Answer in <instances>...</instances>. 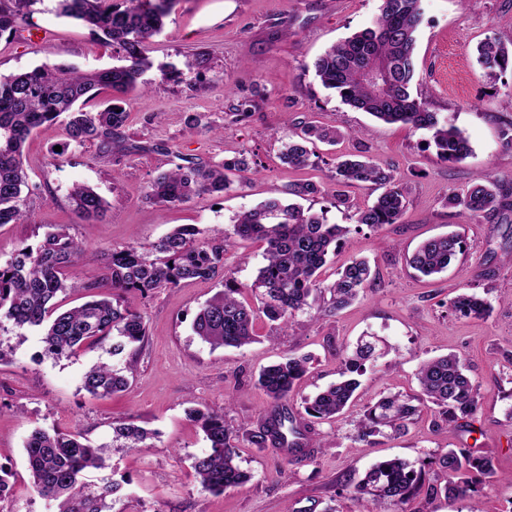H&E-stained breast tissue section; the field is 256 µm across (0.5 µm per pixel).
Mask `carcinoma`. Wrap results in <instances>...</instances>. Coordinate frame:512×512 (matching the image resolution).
Masks as SVG:
<instances>
[{
    "label": "carcinoma",
    "mask_w": 512,
    "mask_h": 512,
    "mask_svg": "<svg viewBox=\"0 0 512 512\" xmlns=\"http://www.w3.org/2000/svg\"><path fill=\"white\" fill-rule=\"evenodd\" d=\"M40 2L0 0V36L13 34ZM174 4L175 0H58L59 15L84 22L94 35L111 43L123 65L80 72L43 64L0 76V225L27 222L22 157L34 130L65 114L72 142H95L107 154L121 143V130L129 113L114 102L102 108L90 102L101 89L125 94L137 87L141 76L153 66L145 44L161 32ZM423 15V0H380L379 14L370 26L332 45L315 61V76L356 110L385 123L432 131L439 155L460 160L471 152L468 138L450 119L440 118L424 98L413 93L416 33ZM476 53L479 65L493 78L512 72V42L488 37L478 44ZM370 62L386 66L388 74L383 84L362 79L361 71ZM341 137L343 133L337 128L307 125L283 143L281 159L294 168L311 167L315 165V153L308 143L314 139L334 143ZM254 164L251 156L242 153L224 160L219 167L179 165L157 175L146 197L165 204L204 193L221 194L231 188L232 177L250 171ZM333 171L338 186L336 200L353 211L356 230L363 225L375 230L399 223L406 206V190L392 168L357 155L333 159ZM361 183L382 189L365 208L356 206L343 191ZM285 193L308 200L324 195L325 190L317 182L303 181L288 185ZM71 199L75 214L83 221L98 217L107 208L101 196L84 186L74 188ZM445 205L459 207L473 216H505L512 212V196L502 191L491 175L484 174L465 192L446 197ZM349 233L350 227L329 223L324 211L313 213L273 197L238 213L230 227L213 231L204 241L198 239L200 229L187 224L176 227L147 250L115 249L103 281L79 283L70 280L67 271L84 250L67 226L57 224L44 233L37 247H22L11 260L0 264V318L18 328L40 329L47 354L58 359L77 355L83 346L102 348L106 343L108 353L119 356L146 336L142 316L122 305L120 294L135 291L145 295L182 282L212 279L224 269V254L237 241L261 240L266 243L265 263L253 283V288L260 291L261 308L256 310L241 301L236 290L229 288L209 300L193 322L195 334L212 348H241L256 340L254 324L260 313L268 321L285 326L296 313L310 308L324 290L330 295L324 308L328 314L360 296L372 275L364 259L350 260L324 288L319 280L321 269ZM464 246V240L453 233L430 238L417 247L409 265L424 276L440 274L464 253ZM106 284L112 288L110 299L98 292ZM67 292H81L89 300L59 313L55 299ZM448 308L464 318H484L491 310L486 299L469 290L458 292L449 300ZM379 352V339L361 337L344 359L342 379L308 402L306 413L321 420L345 413L359 387L358 377L374 365ZM309 363L306 355H290L260 371L257 383L272 400L273 412L250 432L253 443L271 442L291 453L314 454L312 438L302 433L285 407L293 386L309 371ZM465 370L463 359L456 353L425 360L416 370L422 395L437 407V418L451 427L473 419L479 409L480 393ZM135 372L132 360L122 368L100 361L84 371L81 387L94 396L110 397L123 391ZM417 411L411 400L398 393L384 395L357 421L356 438L369 442L389 432L397 435ZM193 415L210 443L209 452L193 458L191 464L202 490L220 493L248 482L251 475L236 461L233 432L224 423V410H196ZM153 437V432L131 419L112 423L114 448L146 450ZM108 455L109 446L94 445L79 433L36 428L25 442L32 491L55 502V512H112L113 495L120 484L104 479L92 490L86 482L87 473L106 468ZM433 467L445 476V483L431 491L462 499L473 498L474 477L489 480L497 474L492 458L450 449L433 460L420 461L417 467L397 458L382 461L366 473L353 492L375 503L387 500L405 504L421 491Z\"/></svg>",
    "instance_id": "cac0c4a2"
}]
</instances>
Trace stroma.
<instances>
[{
  "label": "stroma",
  "instance_id": "1",
  "mask_svg": "<svg viewBox=\"0 0 512 512\" xmlns=\"http://www.w3.org/2000/svg\"><path fill=\"white\" fill-rule=\"evenodd\" d=\"M379 5V0H178L162 32L147 45L153 62L147 87L125 98L129 118L119 148L105 154L94 143L76 146L61 121L29 137L23 155L29 219L0 226V263L20 247L37 246L47 225L65 224L85 252L70 270L78 282L100 280L113 250L150 247L180 224L211 235L230 226L237 213L304 180L327 190L311 200L313 211H326L329 222L351 224L334 199L330 163L339 155L363 152L392 167L407 190V208L399 223L350 233L323 268L320 280L326 285L348 260L367 259L375 279L357 301L331 316L317 306L296 314L280 335L258 317L256 341L239 349L211 348L192 325L206 301L227 288L259 306L252 284L263 264L260 242H238L214 279L146 297L125 294V305L140 313L147 333L115 357L118 365L134 359L138 373L129 388L109 398L93 397L81 387L83 372L104 357L103 349L84 348L56 359L46 354L40 331L0 322V346L10 352L9 363L0 365V466L12 473V497L0 501V512H54L52 502L30 489L24 451L33 429L53 426L110 444L107 468L88 480L121 481L116 512H468V501L441 493L420 492L401 507L376 505L348 490L378 461L399 457L413 463L451 448L493 457L498 476L479 484L476 498L483 512H512V224L444 203L487 172L512 189V148L502 139L512 122V76L489 78L475 54L486 37L512 41V0L423 2L415 85L432 110L469 139L470 154L454 162L438 156L429 131L355 110L314 75V60L368 26ZM27 22L30 30H49L53 38L33 44L0 36L2 76L45 63L82 70L118 63L110 44L83 23L59 15L57 0H42ZM251 99L257 102L252 116L237 117L235 107ZM314 122L341 129L344 139L316 143L320 164L288 167L280 158L281 134ZM241 152L256 154L258 164L227 193L167 205L145 198L160 172L190 161L220 165ZM78 185L108 202L100 220L78 222L70 201ZM451 232L464 237L466 253L440 278L419 277L408 256L423 241ZM464 287L490 302L488 317L449 313L450 298ZM366 335L384 342V354L361 376L349 411L335 422L309 417L305 400L339 379L344 357ZM447 353L463 357L480 390L481 407L471 424L436 429L432 405L424 400L401 434L357 441L355 423L369 406L390 392L418 395L419 363ZM289 354L313 357L311 373L288 399L301 428L326 442L310 458L287 455L271 444L260 447L249 438L272 409L257 385L258 374ZM206 408L223 409L237 435L238 464L252 475L220 494L202 490L190 468L210 444L189 413ZM120 419L154 431L152 448L112 447V423Z\"/></svg>",
  "mask_w": 512,
  "mask_h": 512
}]
</instances>
